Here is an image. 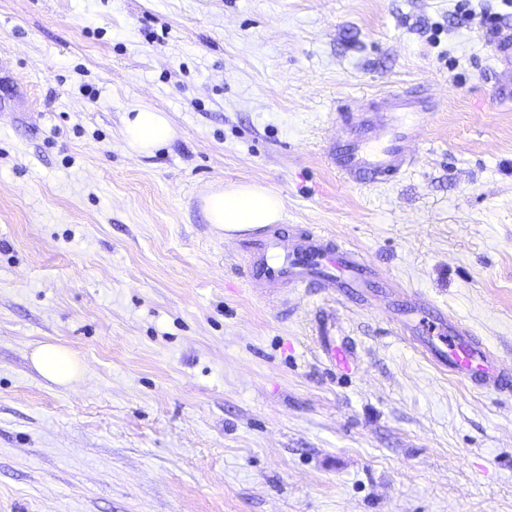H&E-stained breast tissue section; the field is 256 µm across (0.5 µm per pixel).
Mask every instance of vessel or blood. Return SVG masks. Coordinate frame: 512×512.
Masks as SVG:
<instances>
[{
	"label": "vessel or blood",
	"instance_id": "obj_1",
	"mask_svg": "<svg viewBox=\"0 0 512 512\" xmlns=\"http://www.w3.org/2000/svg\"><path fill=\"white\" fill-rule=\"evenodd\" d=\"M433 110L426 96L387 92L378 104L341 113L344 131L328 142L326 158L346 181L390 182L414 165L419 132ZM244 272L250 285L264 293L317 288L347 299L374 276L355 249L338 247L334 239L317 231L290 240L276 226L246 248ZM406 315L401 334L409 336L436 368L487 393L512 392V367L460 320L448 318L421 297L410 299Z\"/></svg>",
	"mask_w": 512,
	"mask_h": 512
}]
</instances>
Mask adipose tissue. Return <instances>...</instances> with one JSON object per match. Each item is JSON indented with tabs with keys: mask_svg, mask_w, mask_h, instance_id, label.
I'll return each instance as SVG.
<instances>
[{
	"mask_svg": "<svg viewBox=\"0 0 512 512\" xmlns=\"http://www.w3.org/2000/svg\"><path fill=\"white\" fill-rule=\"evenodd\" d=\"M174 135L166 114L147 106L136 108L132 116L126 118L123 129L126 145L139 154L152 153ZM204 204L210 222L226 232L273 224L279 221L281 214L277 194L261 185L219 187L205 196ZM34 362L46 378L56 383H68L76 375L71 355L53 344L37 348Z\"/></svg>",
	"mask_w": 512,
	"mask_h": 512,
	"instance_id": "obj_1",
	"label": "adipose tissue"
}]
</instances>
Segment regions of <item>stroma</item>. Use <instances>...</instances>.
I'll return each instance as SVG.
<instances>
[{
	"label": "stroma",
	"mask_w": 512,
	"mask_h": 512,
	"mask_svg": "<svg viewBox=\"0 0 512 512\" xmlns=\"http://www.w3.org/2000/svg\"><path fill=\"white\" fill-rule=\"evenodd\" d=\"M458 5L0 0V512H512V396L435 368L391 306L512 360V94L481 25L512 35V7ZM403 88L436 102L416 166L347 183L339 104ZM141 105L175 129L148 155ZM237 184L361 252L370 303L255 293L204 210ZM132 112L123 129L124 141L132 151L150 154L174 137L175 130L164 112L147 106ZM33 358L39 371L53 382L65 384L76 376L71 355L54 344L40 346L34 352Z\"/></svg>",
	"instance_id": "35a3bbf8"
}]
</instances>
